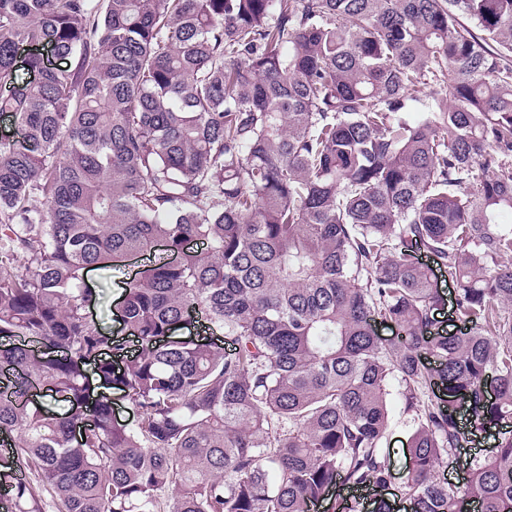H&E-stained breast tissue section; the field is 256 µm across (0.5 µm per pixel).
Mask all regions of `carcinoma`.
<instances>
[{
  "label": "carcinoma",
  "mask_w": 512,
  "mask_h": 512,
  "mask_svg": "<svg viewBox=\"0 0 512 512\" xmlns=\"http://www.w3.org/2000/svg\"><path fill=\"white\" fill-rule=\"evenodd\" d=\"M0 113L16 512H305L341 485L395 512V377L407 512H512V0H0ZM158 246L129 350L85 272ZM467 431L495 444L459 484ZM392 392L390 400V426L387 433L386 448H389V462L395 477L392 492L397 493V487L400 483L399 477L407 464L405 443L416 423L412 414L404 411L399 395L400 387L397 381L393 382Z\"/></svg>",
  "instance_id": "obj_1"
}]
</instances>
